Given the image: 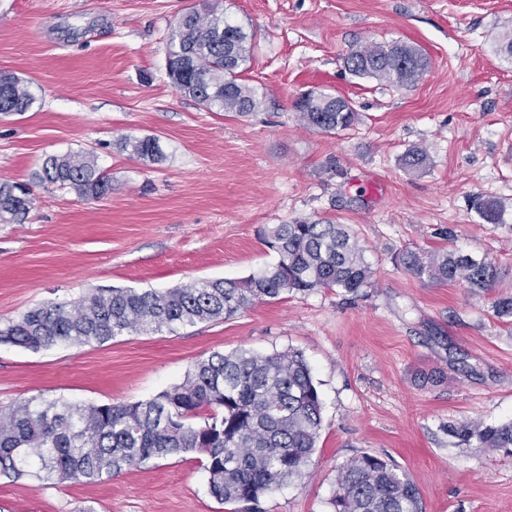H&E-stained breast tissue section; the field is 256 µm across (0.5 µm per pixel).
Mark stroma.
Returning <instances> with one entry per match:
<instances>
[{
  "label": "stroma",
  "instance_id": "stroma-1",
  "mask_svg": "<svg viewBox=\"0 0 512 512\" xmlns=\"http://www.w3.org/2000/svg\"><path fill=\"white\" fill-rule=\"evenodd\" d=\"M203 0H0V72L37 101L0 114V182L30 184L22 224H0V326L48 301L98 288L180 287L241 279L277 256L261 231L299 219L348 225L373 272L358 294L293 293L229 320L174 332L29 351L0 344V408L36 398L137 402L181 382L198 359L240 349L303 353L322 401L306 479L264 512H333L340 466L392 460L423 512H512V454L458 444L448 429L512 421V0H223L253 35L245 80L263 105L208 112L166 76L169 33ZM368 42L407 43L429 61L396 89L346 71ZM342 95L357 122L302 124L308 91ZM155 137L164 158H131L125 138ZM426 148L420 171L402 163ZM93 155L112 182L98 200L36 183L51 155ZM506 205L485 223L475 197ZM452 249L491 260L492 286L405 272L403 251ZM0 512H232L209 492L195 454L104 481L0 477Z\"/></svg>",
  "mask_w": 512,
  "mask_h": 512
}]
</instances>
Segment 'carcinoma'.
I'll return each instance as SVG.
<instances>
[{
	"instance_id": "cac0c4a2",
	"label": "carcinoma",
	"mask_w": 512,
	"mask_h": 512,
	"mask_svg": "<svg viewBox=\"0 0 512 512\" xmlns=\"http://www.w3.org/2000/svg\"><path fill=\"white\" fill-rule=\"evenodd\" d=\"M187 15L168 38L167 75L176 91L208 112L246 116L258 111L262 99L242 78L252 55V36L224 17L218 0L204 13L189 10ZM344 66L354 76L402 88L422 78L428 61L414 46L370 42L352 50ZM312 100L308 106L295 103L308 127L332 133L357 119L345 97L320 91ZM35 101L30 83L0 73L1 114L27 112ZM124 146L142 160L161 158L153 137H129ZM428 159L425 149L415 147L402 161L417 171ZM35 180L87 200L112 190L109 177L89 156H50ZM30 205L28 186L0 183V224L24 223ZM476 211L486 223L498 224L504 204L481 197ZM263 237L277 261L246 278L201 279L165 291L97 289L76 302H48L27 311L0 327V343L29 350L104 343L131 332L229 320L256 303L289 293L317 288L356 293L372 285L363 249L343 224H271ZM398 261L418 279L487 288L495 278L491 262L447 249L425 257L406 250ZM321 427L320 395L301 352H213L196 361L182 382L145 401L77 406L30 398L1 410L0 475L39 482L96 481L196 452L205 457L214 498L235 505L233 512H263L268 493L309 476ZM451 432L463 442L476 440L481 448L512 452V422H466ZM332 506L334 512H422L414 483L396 464L369 453L338 470Z\"/></svg>"
}]
</instances>
